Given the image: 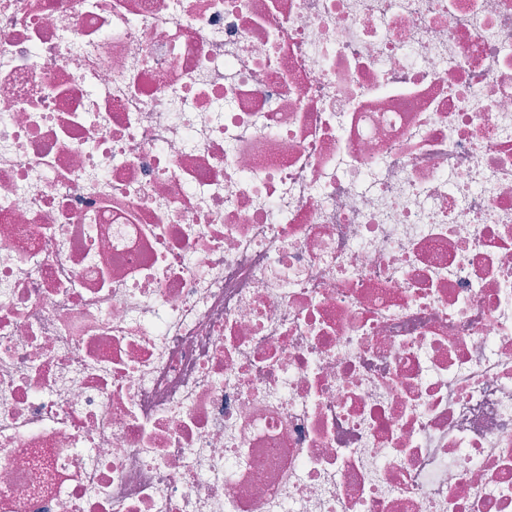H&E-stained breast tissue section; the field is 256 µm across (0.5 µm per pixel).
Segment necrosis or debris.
<instances>
[{
    "instance_id": "1",
    "label": "necrosis or debris",
    "mask_w": 512,
    "mask_h": 512,
    "mask_svg": "<svg viewBox=\"0 0 512 512\" xmlns=\"http://www.w3.org/2000/svg\"><path fill=\"white\" fill-rule=\"evenodd\" d=\"M0 512H512V0H0Z\"/></svg>"
}]
</instances>
